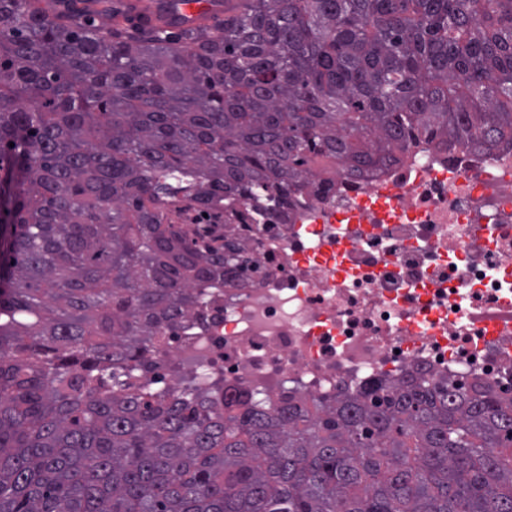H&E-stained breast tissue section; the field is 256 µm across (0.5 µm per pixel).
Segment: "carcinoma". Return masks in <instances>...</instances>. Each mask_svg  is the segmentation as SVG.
Returning <instances> with one entry per match:
<instances>
[{
  "label": "carcinoma",
  "mask_w": 512,
  "mask_h": 512,
  "mask_svg": "<svg viewBox=\"0 0 512 512\" xmlns=\"http://www.w3.org/2000/svg\"><path fill=\"white\" fill-rule=\"evenodd\" d=\"M178 9L102 28L111 0H0V512H512L507 390L221 406L138 375L257 276L237 205L418 136L512 150V0ZM178 16L185 26H211L216 15H222L223 2L184 0L180 2Z\"/></svg>",
  "instance_id": "1"
}]
</instances>
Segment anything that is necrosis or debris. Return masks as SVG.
Returning a JSON list of instances; mask_svg holds the SVG:
<instances>
[{
  "label": "necrosis or debris",
  "mask_w": 512,
  "mask_h": 512,
  "mask_svg": "<svg viewBox=\"0 0 512 512\" xmlns=\"http://www.w3.org/2000/svg\"><path fill=\"white\" fill-rule=\"evenodd\" d=\"M234 231L261 276L210 290L206 323L166 339L149 379L275 402L421 374L512 380V151L413 148Z\"/></svg>",
  "instance_id": "necrosis-or-debris-1"
}]
</instances>
